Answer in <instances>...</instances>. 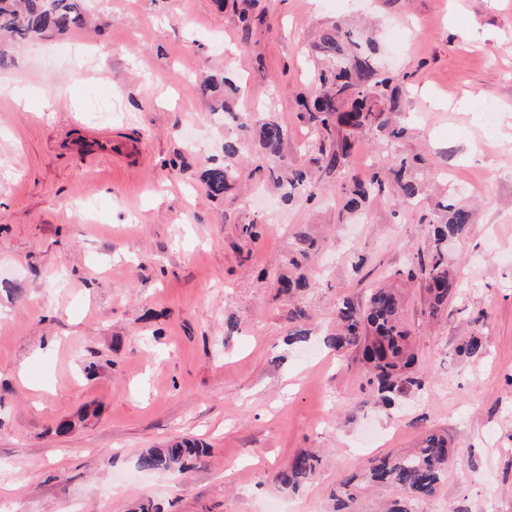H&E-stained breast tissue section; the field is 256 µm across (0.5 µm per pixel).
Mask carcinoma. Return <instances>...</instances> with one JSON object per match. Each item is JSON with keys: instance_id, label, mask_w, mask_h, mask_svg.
<instances>
[{"instance_id": "obj_1", "label": "carcinoma", "mask_w": 512, "mask_h": 512, "mask_svg": "<svg viewBox=\"0 0 512 512\" xmlns=\"http://www.w3.org/2000/svg\"><path fill=\"white\" fill-rule=\"evenodd\" d=\"M87 24L85 0H0V37L23 44L49 34H65L80 30ZM312 51L327 61V66L314 73L315 92L299 102L300 118L309 139L306 147L313 157L310 162L319 170L341 171L342 161L352 148V137L358 132H373L387 149H393L406 135L407 129L395 122L404 111V89L394 76L381 69L376 38L371 34L356 35L341 25H334L316 36ZM242 136L224 142V165L213 166L203 173V182L210 197L223 195L234 177L233 162L241 155L250 134L258 137L265 150L264 161L269 178L281 183L280 151L286 130L276 120L260 121L248 113L230 112ZM418 158L387 156L384 166L365 181L351 180L343 185L347 200L338 216L342 224L346 216L360 208L373 193L389 191L400 204L416 202L424 192L413 175ZM288 185L302 190L307 197L318 194L320 186L313 174L294 170L288 174ZM472 214L462 204L437 203L435 209L422 217L433 227L426 253L417 256V271H397L396 278L412 279L420 274L427 294L429 317L436 319L448 311V303L459 293L453 270L448 265L446 245L468 237ZM317 251L316 240L303 232L297 236L295 252L284 265L288 272L278 276L279 292L293 297L311 282L304 271ZM404 297L401 288L392 283L372 289L367 301L359 305L349 298L336 308V334L327 338L337 351L353 350L361 355L366 385L390 406L397 399L423 389V374L417 368L416 342L403 319ZM457 352L468 357L485 353L482 334L473 331L457 346ZM208 449L198 441L175 439L163 448H149L141 453L138 466L145 471L181 473L200 462ZM455 451L448 439L428 432L419 448L411 453L384 457L365 470L367 481L394 489L397 497L385 512H419L418 506L436 493L448 470ZM321 459L303 451L295 455L276 476L279 487L296 492L317 472ZM356 477L345 479L336 491L337 512L352 499Z\"/></svg>"}]
</instances>
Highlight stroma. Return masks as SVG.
<instances>
[{
	"label": "stroma",
	"instance_id": "1",
	"mask_svg": "<svg viewBox=\"0 0 512 512\" xmlns=\"http://www.w3.org/2000/svg\"><path fill=\"white\" fill-rule=\"evenodd\" d=\"M87 6L94 29L0 40V500L11 512H136L146 500L160 512H334L340 481L432 430L463 458L420 512H512V0ZM339 20L370 21L406 80L414 122L397 152L423 158L422 202L381 194L338 223L335 175L314 201H286L253 138L235 189L211 198L200 176L237 129L201 76L230 79L224 97L278 121L285 161L307 166L297 99L312 90L308 37ZM76 123L139 143V158L67 153ZM456 180L474 188L460 197L471 232L448 246L461 294L433 322L410 284L425 387L386 409L353 357L323 340L341 297L365 300L408 269L427 245L422 215ZM252 223L256 241L241 234ZM302 230L318 251L299 346L275 280ZM481 312L485 356L458 355ZM183 435L209 447L202 463L139 468L145 449ZM303 450L322 464L283 492L274 477Z\"/></svg>",
	"mask_w": 512,
	"mask_h": 512
}]
</instances>
